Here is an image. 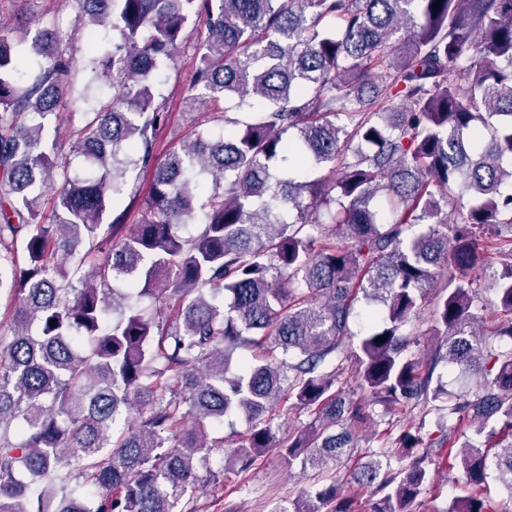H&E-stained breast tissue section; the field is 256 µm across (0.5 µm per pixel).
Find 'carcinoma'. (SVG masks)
I'll return each instance as SVG.
<instances>
[{"instance_id": "cac0c4a2", "label": "carcinoma", "mask_w": 512, "mask_h": 512, "mask_svg": "<svg viewBox=\"0 0 512 512\" xmlns=\"http://www.w3.org/2000/svg\"><path fill=\"white\" fill-rule=\"evenodd\" d=\"M78 2L77 28L110 33H90L86 71L112 87L75 130L84 176L54 175L44 140L70 107L59 32L37 30L27 50L0 34V295L15 306L0 512H187L215 477L209 426L229 415L249 426L232 470L276 448L315 472L294 512H359L362 490L371 512H417L446 414L484 438L461 443L471 492L448 512H503L481 490L492 473L512 504V351L482 338L476 302L485 287L488 335L512 341V0ZM194 21L208 39L185 104L233 95L250 117L156 163V81ZM148 167L137 224L103 225L129 171ZM360 300L383 309L354 345ZM425 306L427 362L405 331ZM239 349L253 361L232 372ZM346 361L373 399L438 414L437 437L397 436L409 465L392 470L380 448L348 490L333 467L368 413L336 389ZM441 362L484 382L448 399L432 386ZM285 393L313 420L280 437L270 413Z\"/></svg>"}]
</instances>
